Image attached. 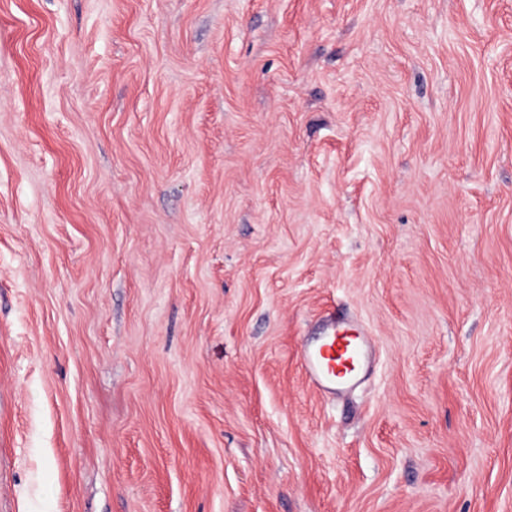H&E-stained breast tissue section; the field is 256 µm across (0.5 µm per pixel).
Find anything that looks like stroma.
<instances>
[{
  "mask_svg": "<svg viewBox=\"0 0 512 512\" xmlns=\"http://www.w3.org/2000/svg\"><path fill=\"white\" fill-rule=\"evenodd\" d=\"M0 512H512V0H0ZM372 340L350 322L332 323L301 354L308 384L319 393L336 396L357 387L371 363Z\"/></svg>",
  "mask_w": 512,
  "mask_h": 512,
  "instance_id": "obj_1",
  "label": "stroma"
}]
</instances>
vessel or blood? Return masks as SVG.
<instances>
[{"mask_svg":"<svg viewBox=\"0 0 512 512\" xmlns=\"http://www.w3.org/2000/svg\"><path fill=\"white\" fill-rule=\"evenodd\" d=\"M372 340L350 322L332 323L301 354L308 384L317 392L336 395L357 387L371 363Z\"/></svg>","mask_w":512,"mask_h":512,"instance_id":"obj_1","label":"vessel or blood"}]
</instances>
